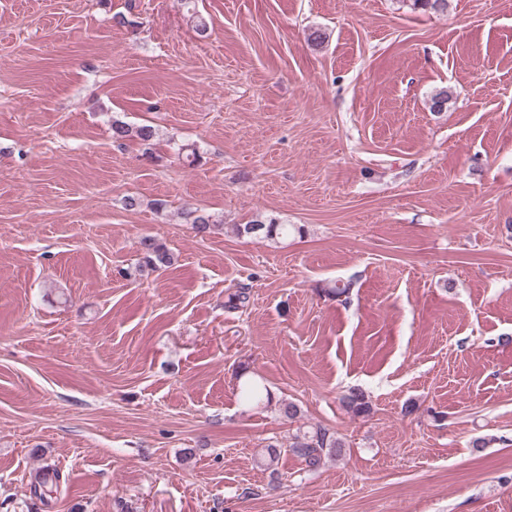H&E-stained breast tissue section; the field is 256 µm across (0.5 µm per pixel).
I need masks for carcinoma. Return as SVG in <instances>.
Instances as JSON below:
<instances>
[{
  "mask_svg": "<svg viewBox=\"0 0 512 512\" xmlns=\"http://www.w3.org/2000/svg\"><path fill=\"white\" fill-rule=\"evenodd\" d=\"M155 131L148 125L131 127L127 123L114 120L112 121V139L121 142L129 138H137L143 144L147 145L154 138ZM188 216L192 217L191 224L199 234H206L214 229L215 224L212 216L205 213H196L191 211ZM236 232L239 236H260L262 238L273 239L275 237L286 236L291 232L303 233V226L294 224H278L271 219L267 222L255 220L249 224L236 225ZM141 250L144 254L145 264L160 269L169 267L172 259L167 249L155 239L145 237L140 242ZM242 397L248 405H260L269 400V392L262 380L250 378L244 381L241 387ZM340 403L346 412L354 416H367L371 412V404L364 391L353 388L340 397ZM345 444L343 440L327 428L321 425H299L295 432L289 437L288 448L270 443L265 448L263 455L264 464L268 467L278 462L282 453L288 451L300 457L306 466L311 470L318 469L323 460L329 456H338L341 454ZM59 480V472L56 467L46 465L33 476L31 488L37 492L41 488L53 484Z\"/></svg>",
  "mask_w": 512,
  "mask_h": 512,
  "instance_id": "obj_1",
  "label": "carcinoma"
}]
</instances>
